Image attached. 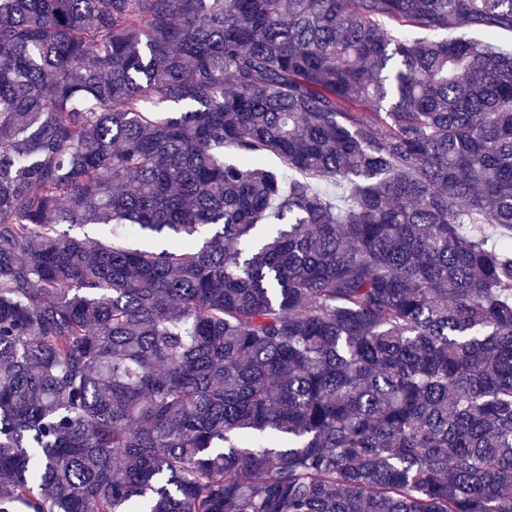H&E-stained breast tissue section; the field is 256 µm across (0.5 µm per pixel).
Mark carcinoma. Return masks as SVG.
Masks as SVG:
<instances>
[{"label":"carcinoma","instance_id":"obj_1","mask_svg":"<svg viewBox=\"0 0 512 512\" xmlns=\"http://www.w3.org/2000/svg\"><path fill=\"white\" fill-rule=\"evenodd\" d=\"M471 29L512 0H0V512H512Z\"/></svg>","mask_w":512,"mask_h":512}]
</instances>
